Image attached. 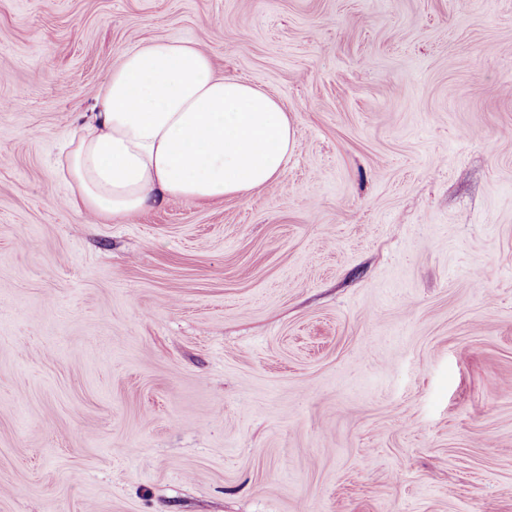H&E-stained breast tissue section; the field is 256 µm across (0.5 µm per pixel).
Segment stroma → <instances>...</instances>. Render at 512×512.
<instances>
[{
	"label": "stroma",
	"mask_w": 512,
	"mask_h": 512,
	"mask_svg": "<svg viewBox=\"0 0 512 512\" xmlns=\"http://www.w3.org/2000/svg\"><path fill=\"white\" fill-rule=\"evenodd\" d=\"M153 39L296 144L99 224L57 156ZM0 512H512V0H0Z\"/></svg>",
	"instance_id": "35a3bbf8"
}]
</instances>
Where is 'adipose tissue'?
<instances>
[{
    "label": "adipose tissue",
    "instance_id": "obj_1",
    "mask_svg": "<svg viewBox=\"0 0 512 512\" xmlns=\"http://www.w3.org/2000/svg\"><path fill=\"white\" fill-rule=\"evenodd\" d=\"M281 101L215 75L197 45L126 52L57 159L74 209L109 224L156 205L244 197L278 179L295 146Z\"/></svg>",
    "mask_w": 512,
    "mask_h": 512
}]
</instances>
